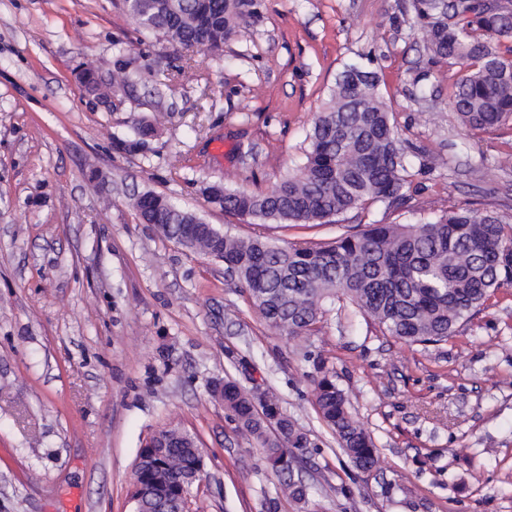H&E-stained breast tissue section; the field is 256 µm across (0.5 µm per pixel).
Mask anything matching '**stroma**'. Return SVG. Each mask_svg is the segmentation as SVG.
<instances>
[{"mask_svg": "<svg viewBox=\"0 0 512 512\" xmlns=\"http://www.w3.org/2000/svg\"><path fill=\"white\" fill-rule=\"evenodd\" d=\"M219 58L141 34L118 0H0V512H132L139 448L179 424L204 450L193 512H512V288L448 341L408 345L345 301L322 332L270 328L223 262L141 223L151 190L229 234L323 243L345 225L452 208L512 220V126L471 133L449 104L458 66L425 51L414 0H259ZM144 78L112 104L76 68L116 55ZM377 71L401 136L446 166L415 170L407 208L344 224L240 219L213 184L268 191L302 163L336 76ZM144 121L158 134L115 147ZM351 399L377 469L357 470L320 417L323 375ZM276 393L310 446L297 502L236 431L214 382Z\"/></svg>", "mask_w": 512, "mask_h": 512, "instance_id": "35a3bbf8", "label": "stroma"}]
</instances>
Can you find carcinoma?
Listing matches in <instances>:
<instances>
[{
  "label": "carcinoma",
  "mask_w": 512,
  "mask_h": 512,
  "mask_svg": "<svg viewBox=\"0 0 512 512\" xmlns=\"http://www.w3.org/2000/svg\"><path fill=\"white\" fill-rule=\"evenodd\" d=\"M121 2L142 32L213 53L257 8L256 0ZM415 11L411 27L419 28L427 50L460 67L450 103L465 129L488 133L512 122V10L499 5L489 11L482 0H448L446 6L416 0ZM112 65L110 90L99 80V67L80 65L78 79L88 94L115 96L140 78L123 55ZM155 134L144 124L118 146L133 152ZM307 140L304 162L271 190L255 194L211 185L206 192L227 214L285 225L339 224L354 211L406 204L412 184L408 147L375 72L345 67ZM133 206L143 223L163 225L167 239L177 237L185 248L207 256L222 255L231 284L249 294L269 326L291 338L317 331L327 305L346 299L407 344L442 342L491 296L512 288V225L487 209L442 210L416 224H367L326 243L279 244L220 235L154 191L135 195ZM212 393L273 467L285 472L290 459L307 452V434L281 411L274 394L258 396L230 380L215 383ZM314 399L354 466L375 469L378 449L336 381L319 379ZM194 444L193 435L172 427L164 439L141 449L133 494L143 499L141 512H156L162 500L176 512L178 496L192 494L198 472Z\"/></svg>",
  "instance_id": "obj_1"
}]
</instances>
